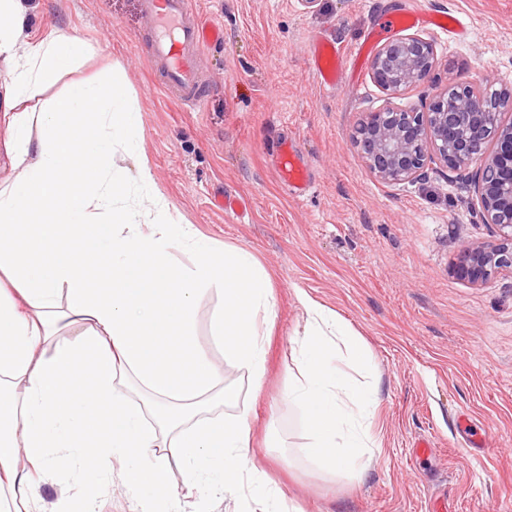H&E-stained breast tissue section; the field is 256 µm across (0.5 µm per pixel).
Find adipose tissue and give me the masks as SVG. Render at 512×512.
Listing matches in <instances>:
<instances>
[{
	"label": "adipose tissue",
	"instance_id": "1",
	"mask_svg": "<svg viewBox=\"0 0 512 512\" xmlns=\"http://www.w3.org/2000/svg\"><path fill=\"white\" fill-rule=\"evenodd\" d=\"M30 9L0 0V147L13 168L0 181V512H37L40 481L67 472L78 452L102 466L125 460L141 512L164 494L179 512L201 488L233 492L251 448L245 415L213 413L238 393L197 345L196 309L209 291L223 294L214 334L258 387L276 300L248 250H216L165 210L150 230L134 221L124 202L150 191L152 176L144 164L134 182L113 164L137 120L124 86L76 83L37 105L88 47L53 25L29 42ZM184 246L193 267L171 260ZM175 461L186 475L179 491Z\"/></svg>",
	"mask_w": 512,
	"mask_h": 512
}]
</instances>
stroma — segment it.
Masks as SVG:
<instances>
[{
  "instance_id": "stroma-1",
  "label": "stroma",
  "mask_w": 512,
  "mask_h": 512,
  "mask_svg": "<svg viewBox=\"0 0 512 512\" xmlns=\"http://www.w3.org/2000/svg\"><path fill=\"white\" fill-rule=\"evenodd\" d=\"M31 2V37L51 23L93 48L43 100L73 82L120 74L139 123L130 134L135 149L115 148V166L134 178L148 164L174 219L216 247L251 251L270 275L277 305L261 388L213 341L221 295L210 292L197 310L196 340L238 386L253 444L237 491L181 499V512H253L252 482L265 478L283 493L286 512H429L436 502L447 512H512V276L473 285L455 273L464 247L492 240L495 228L481 223L446 168L387 184L353 143L363 113L384 104L370 64L393 38L417 34L436 46L430 79L402 97L404 106L423 108L436 87L456 81L512 85V0H318L311 9L301 0H196L202 19L224 29L201 62L207 97L199 111L168 99L148 68L138 0ZM420 7L467 27L454 34L405 21ZM373 28L377 36L365 40ZM316 36L352 53L353 76L335 88L312 75ZM291 139L313 177L300 198L277 175V149ZM218 193L244 199L246 215L214 207ZM302 291L368 348L379 446L361 474L323 470L302 453L307 436L288 397L306 327ZM473 437L490 450L470 447ZM420 440L428 449L419 456ZM123 466L113 460L91 501L78 494L80 475L45 478L41 512L65 498L80 512H139Z\"/></svg>"
}]
</instances>
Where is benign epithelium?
Listing matches in <instances>:
<instances>
[{
	"instance_id": "7a95c632",
	"label": "benign epithelium",
	"mask_w": 512,
	"mask_h": 512,
	"mask_svg": "<svg viewBox=\"0 0 512 512\" xmlns=\"http://www.w3.org/2000/svg\"><path fill=\"white\" fill-rule=\"evenodd\" d=\"M435 56L434 44L417 34L377 49L371 74L390 101L365 113L354 144L388 184L414 181L431 165H444L474 193L482 223L496 228L494 240L464 248L460 276L483 283L512 275V87L450 83L423 110L400 107L396 99L430 76Z\"/></svg>"
}]
</instances>
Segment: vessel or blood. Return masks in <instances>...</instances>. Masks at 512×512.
<instances>
[{"instance_id": "vessel-or-blood-1", "label": "vessel or blood", "mask_w": 512, "mask_h": 512, "mask_svg": "<svg viewBox=\"0 0 512 512\" xmlns=\"http://www.w3.org/2000/svg\"><path fill=\"white\" fill-rule=\"evenodd\" d=\"M141 8L154 30L147 64L161 72L162 91L180 105L201 107L198 61L207 45L221 41L222 28L203 22L194 0H141ZM311 57L319 82L327 88L335 87L343 73V50L319 37L313 41ZM277 169L282 181L296 191H306L312 183L310 168L295 142L279 146Z\"/></svg>"}]
</instances>
